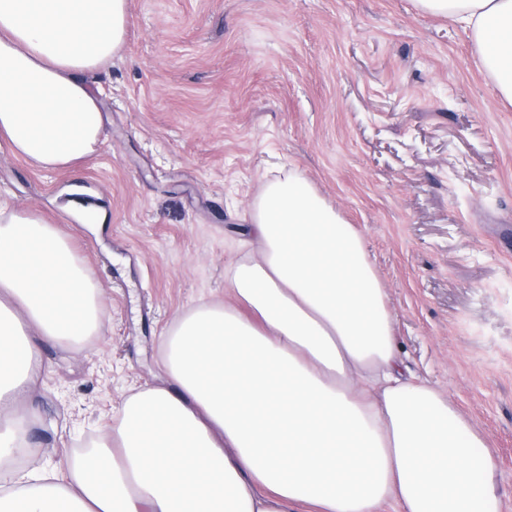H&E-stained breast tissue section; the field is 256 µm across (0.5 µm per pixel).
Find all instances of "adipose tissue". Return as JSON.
Instances as JSON below:
<instances>
[{"label": "adipose tissue", "mask_w": 512, "mask_h": 512, "mask_svg": "<svg viewBox=\"0 0 512 512\" xmlns=\"http://www.w3.org/2000/svg\"><path fill=\"white\" fill-rule=\"evenodd\" d=\"M473 32L512 102V0H418ZM128 0H0V141L36 170L103 143L85 72L125 44ZM260 248L230 304L185 311L162 346L169 383L129 396L65 465L0 486V512H500L497 454L402 360L360 232L299 172L248 212ZM103 297L70 239L0 203V469L30 456L17 400L42 344L101 333Z\"/></svg>", "instance_id": "ef3b65f1"}]
</instances>
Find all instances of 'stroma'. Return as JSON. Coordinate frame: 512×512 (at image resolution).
<instances>
[{
	"mask_svg": "<svg viewBox=\"0 0 512 512\" xmlns=\"http://www.w3.org/2000/svg\"><path fill=\"white\" fill-rule=\"evenodd\" d=\"M129 21L86 76L98 154L36 172L0 143V195L57 223L105 301L103 335L44 345L14 408L37 456L163 384L167 329L223 300L258 249L244 215L294 169L362 234L405 364L496 449L512 512V106L471 33L416 0H129Z\"/></svg>",
	"mask_w": 512,
	"mask_h": 512,
	"instance_id": "1",
	"label": "stroma"
}]
</instances>
